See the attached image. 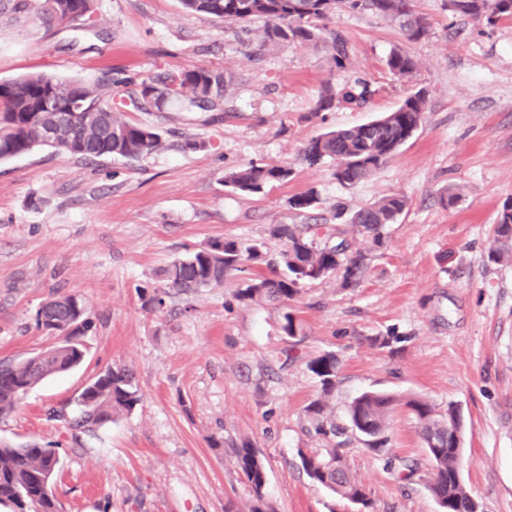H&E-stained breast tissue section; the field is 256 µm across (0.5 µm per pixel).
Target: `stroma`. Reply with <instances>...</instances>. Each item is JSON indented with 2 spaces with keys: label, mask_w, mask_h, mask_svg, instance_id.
Here are the masks:
<instances>
[{
  "label": "stroma",
  "mask_w": 512,
  "mask_h": 512,
  "mask_svg": "<svg viewBox=\"0 0 512 512\" xmlns=\"http://www.w3.org/2000/svg\"><path fill=\"white\" fill-rule=\"evenodd\" d=\"M431 24L418 42L372 13L340 12L329 27L348 41L336 69L311 44L260 47L257 35L186 11L179 0H95L89 19L60 23L34 9L0 12V81L48 73L67 81L111 77L124 120L154 127L161 144L135 160L84 161L51 148L0 162V361H19L55 343L36 326L58 294L85 303L93 328L80 366L30 389L0 420V441L55 449L53 485L61 512H252L254 493L235 464L242 445L266 470L272 512H440L429 490L432 462L417 421L393 413L388 449L405 466L354 440L341 453L369 497L355 507L310 481L298 453H326L305 412L321 398L307 367L334 352L339 374L327 410L368 390L418 395L438 412L458 405L466 433L462 477L480 512H512V262L487 253L503 200L512 196V20L489 26L452 16L446 0H415ZM415 57L413 78L386 60ZM224 76L209 110L141 112L142 83L163 87L187 70ZM362 78L373 93L360 108L316 104L326 86ZM427 104L419 130L371 177L346 188L334 165L301 152L314 136L392 111L417 89ZM262 162L288 179L241 195L226 171ZM314 193L315 207L290 199ZM456 193L455 206L443 204ZM398 194L407 206L383 248L350 229L368 254L358 287L329 278L303 286L291 303L304 334L279 329L282 309L235 297L268 274L248 265L223 285L169 294L151 310L143 298L164 287V269L215 239L266 243L279 224H332L335 206L355 210ZM399 343L380 346V337ZM126 366L141 395L95 432L74 428L75 397L100 371ZM387 66L391 73L403 79L413 77L418 69L417 61L410 54L400 49H394L390 53Z\"/></svg>",
  "instance_id": "obj_1"
}]
</instances>
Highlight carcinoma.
<instances>
[{
	"label": "carcinoma",
	"mask_w": 512,
	"mask_h": 512,
	"mask_svg": "<svg viewBox=\"0 0 512 512\" xmlns=\"http://www.w3.org/2000/svg\"><path fill=\"white\" fill-rule=\"evenodd\" d=\"M188 10L220 18L229 23L262 20L265 23L261 45L324 44L333 53L335 65L345 68L347 42L342 33L318 25L339 10L371 12L394 21L410 40L429 34L430 23L420 15L414 0H180ZM49 11L60 22L78 21L92 12L93 0H48ZM448 10L494 25L512 18V0H448ZM387 66L391 73L409 79L418 69L407 52L393 50ZM108 79L64 81L46 74L0 82V162L27 154L37 147H51L80 159L103 157L137 159L155 150L161 141L152 127L128 122L106 98ZM223 85L221 76L205 70L185 71L168 78L164 89L142 84L133 100L135 108L160 110L175 98L192 107L204 108ZM371 95L367 83L356 80L338 88L327 87L317 111L334 104L358 107ZM426 109V97L416 91L394 111L370 122L331 130L311 138L303 159L311 165L329 159L336 162L333 177L343 186H352L375 173L403 144L414 115ZM67 127L56 142L45 138V130L60 119ZM290 170L282 166L257 164L229 171L224 185L242 194L261 192L274 182L288 179ZM406 206L405 199L389 196L355 211L348 224H280L272 236L284 248L269 256L265 243L241 245L236 240H214L207 246L174 261L164 270L167 288L192 293L221 285L232 271L241 270L245 261H263L271 269L282 268L272 277L253 278L237 289L235 297L246 304L288 305L307 283L332 276L341 279L345 289L357 287L366 270L365 256L351 249L347 226L370 238L377 248L384 246L387 226L394 223ZM488 258L494 263L512 260V204L504 201L493 229ZM36 324L54 331L61 341L37 353L36 360L0 362V417L10 414L24 390L43 379L69 371L84 360L85 347L78 342L92 327L86 307L74 295L56 297L41 306ZM281 332L295 338L302 334L301 320L291 311L282 315ZM308 369L321 384L322 396L307 406L315 433L332 443L326 457L299 452L302 469L312 482L352 503L368 506L365 489L349 475L336 449L346 444L351 431L364 437L366 447L379 454L387 447L386 423L398 407L406 409L418 422L421 436L433 464L430 491L442 512H472L474 499L460 467L464 445V419L459 407L450 404L445 414L435 411L426 399L365 391L347 409L348 426L339 427L326 415V398L335 386L338 360L324 352L308 362ZM140 401L129 369L115 366L100 373L77 397L80 412L77 426L93 429L112 421L114 412H130ZM55 449L37 442L14 446L0 442V506L10 512H59L55 497L43 491L42 479ZM237 468L250 484L256 498L253 512H264L265 470L254 448L244 444L236 450Z\"/></svg>",
	"instance_id": "cac0c4a2"
}]
</instances>
